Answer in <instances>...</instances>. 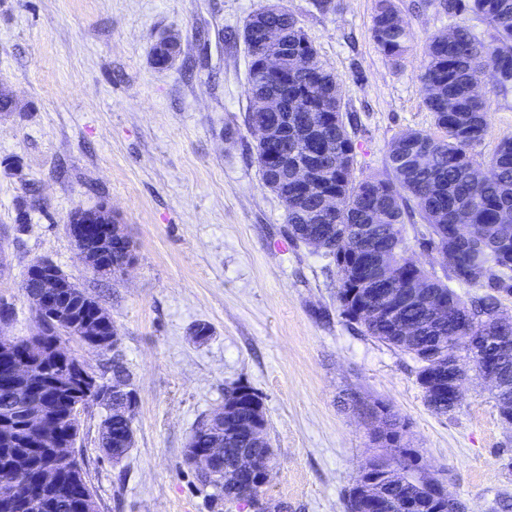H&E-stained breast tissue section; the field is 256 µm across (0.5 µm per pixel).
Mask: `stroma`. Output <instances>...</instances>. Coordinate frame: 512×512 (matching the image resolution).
Returning <instances> with one entry per match:
<instances>
[{
  "label": "stroma",
  "mask_w": 512,
  "mask_h": 512,
  "mask_svg": "<svg viewBox=\"0 0 512 512\" xmlns=\"http://www.w3.org/2000/svg\"><path fill=\"white\" fill-rule=\"evenodd\" d=\"M268 0H0V298L12 304L4 335L35 334L21 288L29 265L52 261L107 312L136 393L134 444L120 461L101 447L104 409L79 412L75 455L98 512H213L209 491L183 462L197 421L238 384L259 395L276 468L263 496L288 512H346L345 498L372 457L368 410L389 405L406 429L417 477L445 482L468 512L512 497V432L477 375L450 415L425 404L411 356L366 336L342 316L330 259L288 239L285 207L255 162L247 124L248 17ZM411 48L393 64L372 38L377 0H280L339 81L356 116V178L386 172L400 131H434L419 75L428 37L454 21L424 0H394ZM176 37L164 69L154 46ZM487 162L512 137V88L492 74ZM42 205L25 227L18 199ZM108 202L133 243L117 279L84 265L68 231L78 209ZM207 324L210 334L196 338ZM62 346L97 382L111 383L112 353L74 336Z\"/></svg>",
  "instance_id": "stroma-1"
}]
</instances>
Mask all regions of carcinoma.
I'll list each match as a JSON object with an SVG mask.
<instances>
[{
    "mask_svg": "<svg viewBox=\"0 0 512 512\" xmlns=\"http://www.w3.org/2000/svg\"><path fill=\"white\" fill-rule=\"evenodd\" d=\"M437 7L458 19L452 35L436 33L429 38L427 61L420 74L424 102L440 134L412 129L399 132L387 150L388 177H354L355 146L348 130L353 118L343 112L342 90L287 10L274 15L262 8L253 13L244 25L243 40L250 56L249 126L256 125L263 116L278 124L290 160L316 162V142L326 140L335 142L336 151L344 157V164L328 179L314 171L310 182L299 188L293 177L285 176L282 168L266 158V144L257 141L258 172L263 184L285 206L289 240L305 245L313 235H327V256L333 259L341 275V314L360 325L366 335L411 356L417 363V382L427 407L446 416L460 402L466 377L462 359H468L474 370L480 372L487 359L494 357L488 337L512 343V323L498 319L501 299L512 295V223L503 220L504 214L512 212V138L502 139L487 162L495 170V177L489 181L482 179V163L475 159L474 149L485 137L490 105L486 96L473 91L489 67L496 71L500 87H512V0H437ZM470 13L488 24L491 40H482L472 32L465 21V15ZM270 24L282 29L287 57L283 58L280 70L265 74L264 88L260 90L254 86V77L268 51L260 30ZM373 38L394 62L408 52L412 34L394 0H378ZM296 54L310 61L306 69L298 72L289 66V58ZM267 95L280 98L277 110L268 112L261 106ZM423 155L428 158L425 164L420 162ZM328 193L339 200V210L326 212L317 222H311V212ZM373 211L384 215L376 231L381 236V249L398 269L397 278L390 283L378 280L376 272L367 266L370 249L360 245L350 233L357 224L373 223ZM416 215L427 224V233L416 240V245L441 254L448 266L446 283L429 275L413 259V245L404 235V224L405 219ZM416 282L423 284L420 299H406L402 312L403 321L416 326L414 335H403L397 319L383 315L362 317L357 313L359 304L381 309L391 296L405 299V289ZM458 287L471 288L473 292L463 297L456 292ZM441 302L448 304V318L439 324L433 319V309ZM55 304L74 320L67 331L69 336L80 335L86 319L104 323V333L117 332L105 310L80 290L59 291ZM58 340L57 334L46 337L47 353L34 366V371L45 377L74 366L73 361L57 357L53 343ZM454 360L457 366L450 378L448 363ZM47 395V414L52 418L56 437L67 442L79 434V423L69 415L67 404L60 397L51 390ZM373 411L389 425L394 448L392 464L383 463L371 471L378 491L376 504L370 506L354 500L351 489L347 512L357 508L367 512H402L408 481L415 483V496L420 498L415 512H448V499L455 494L441 484L435 495H425L426 480L410 474L412 459L409 449L402 444V426L385 405L379 403ZM130 423L129 417L121 428L108 427L103 432L101 445L107 456H112V447H121L120 441ZM27 438L22 416L16 412L8 429H0V469L12 455L28 451ZM268 447L267 441L257 446L229 441L224 448L225 468H233L238 456L245 452L260 456ZM77 484L87 485L79 468L66 473L62 485L35 505L22 504L17 512H84L81 500L75 496Z\"/></svg>",
    "mask_w": 512,
    "mask_h": 512,
    "instance_id": "1",
    "label": "carcinoma"
}]
</instances>
